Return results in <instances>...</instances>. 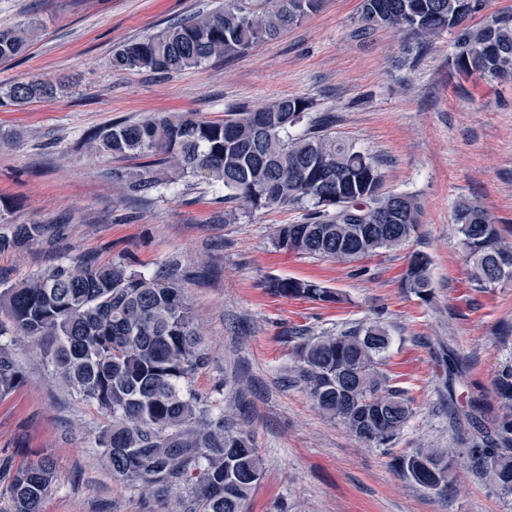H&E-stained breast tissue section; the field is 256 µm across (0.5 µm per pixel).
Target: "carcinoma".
Returning a JSON list of instances; mask_svg holds the SVG:
<instances>
[{"label": "carcinoma", "mask_w": 512, "mask_h": 512, "mask_svg": "<svg viewBox=\"0 0 512 512\" xmlns=\"http://www.w3.org/2000/svg\"><path fill=\"white\" fill-rule=\"evenodd\" d=\"M224 0L212 12L169 23L156 34L112 49V68L180 74L274 39L317 11L323 0ZM481 0H361V37L376 29L404 33L419 49L443 33L454 34L453 69L461 76L512 78V10L472 25ZM37 23L0 28V64L24 56ZM66 88L49 78L0 87V105L50 101ZM313 101L280 96L241 107L222 120L189 115L115 122L86 137L92 154L150 158L177 180L220 184L224 199L253 209L298 205L301 224L278 226L276 247L313 259L354 264L395 251L417 233L420 206L402 193L381 192V161L332 132L333 121L312 114ZM159 183L145 170L128 189L148 194ZM459 246L475 291L512 281V242L477 200L455 208ZM47 233L42 224H17L0 235V250L18 248ZM430 257L414 251L401 281L426 302L432 294ZM274 295L319 305H339L345 295L322 284L270 277ZM21 336L41 350L53 374L109 419L100 432L102 456L112 476L158 500L164 512H246L264 472L253 436L237 428L224 405L191 387L205 363L179 269L170 264L146 276L114 262L59 265L0 291V397L16 391L25 375L9 340ZM288 385L303 390L324 416L339 421L367 448H381L399 477L443 493L455 466L466 461L490 473L512 496V368L498 375L496 414L478 398L466 420L477 430L472 446L393 447L414 411L407 391L383 370L392 344L378 320L314 335L293 328ZM25 457L7 485L13 512H44L57 481L48 455Z\"/></svg>", "instance_id": "cac0c4a2"}]
</instances>
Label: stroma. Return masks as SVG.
Returning a JSON list of instances; mask_svg holds the SVG:
<instances>
[{"label": "stroma", "mask_w": 512, "mask_h": 512, "mask_svg": "<svg viewBox=\"0 0 512 512\" xmlns=\"http://www.w3.org/2000/svg\"><path fill=\"white\" fill-rule=\"evenodd\" d=\"M218 3L0 0V26L40 22L29 55L0 65V85L34 75L71 82L53 101L0 106V232L16 224L48 229L40 241L0 251V289L75 259L121 261L147 275L178 262L208 357L192 386L213 400L240 395L237 423L265 460L248 512H512V496L468 467L454 472L444 496L399 478L382 450L357 442L283 381L289 329L321 334L376 318L392 338L384 370L413 398L396 449L459 448L470 437L459 411L471 396L495 403L494 380L512 367V283L469 288L455 204L480 201L512 240V79L459 77L448 33L421 51L389 30L354 36L360 0H325L279 38L189 73L113 70L114 45ZM283 95L312 98L315 111L334 115L337 135L382 159L384 192L421 205L415 237L361 274L274 247L279 225L302 222L300 207L241 206L228 224L222 186H190L157 166L161 189L133 194L124 175L140 160L94 155L84 144L118 120L168 113L216 120ZM414 251L431 259L426 302L401 286ZM270 276L317 280L347 301L325 307L277 297L264 286ZM14 349L26 381L0 399V512H12L6 487L22 448L56 462L44 512H157L158 503L114 480L102 461L98 436L107 420L96 406L60 385L31 344ZM446 351L463 361L464 382L448 385Z\"/></svg>", "instance_id": "stroma-1"}]
</instances>
